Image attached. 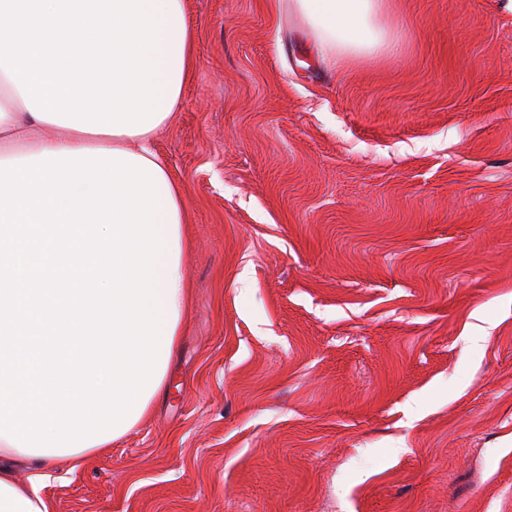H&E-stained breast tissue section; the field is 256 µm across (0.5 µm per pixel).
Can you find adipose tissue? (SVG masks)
<instances>
[{
	"label": "adipose tissue",
	"instance_id": "ef3b65f1",
	"mask_svg": "<svg viewBox=\"0 0 512 512\" xmlns=\"http://www.w3.org/2000/svg\"><path fill=\"white\" fill-rule=\"evenodd\" d=\"M322 48L345 59L379 44L383 0H290ZM194 67L184 0H0V161L45 151L119 150L162 164L152 142L174 122ZM156 217L168 245L156 265L167 331L185 316V205L160 182ZM85 454L33 455L0 438V512H49L43 467L76 469ZM31 469L27 484L18 466Z\"/></svg>",
	"mask_w": 512,
	"mask_h": 512
}]
</instances>
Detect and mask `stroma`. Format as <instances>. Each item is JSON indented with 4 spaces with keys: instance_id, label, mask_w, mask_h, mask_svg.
Segmentation results:
<instances>
[{
    "instance_id": "35a3bbf8",
    "label": "stroma",
    "mask_w": 512,
    "mask_h": 512,
    "mask_svg": "<svg viewBox=\"0 0 512 512\" xmlns=\"http://www.w3.org/2000/svg\"><path fill=\"white\" fill-rule=\"evenodd\" d=\"M506 2L385 0L335 68L287 5L186 0L179 348L50 512H512Z\"/></svg>"
}]
</instances>
